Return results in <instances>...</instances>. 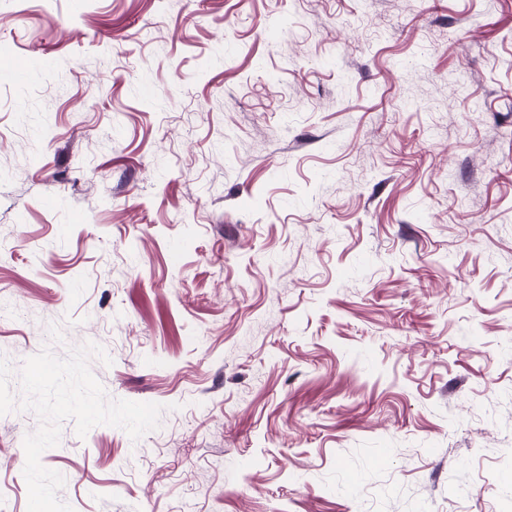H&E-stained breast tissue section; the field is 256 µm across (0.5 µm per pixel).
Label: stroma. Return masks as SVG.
Here are the masks:
<instances>
[{"label": "stroma", "instance_id": "obj_1", "mask_svg": "<svg viewBox=\"0 0 512 512\" xmlns=\"http://www.w3.org/2000/svg\"><path fill=\"white\" fill-rule=\"evenodd\" d=\"M0 357L87 342L73 512H512V0H0ZM0 416V512H27Z\"/></svg>", "mask_w": 512, "mask_h": 512}]
</instances>
